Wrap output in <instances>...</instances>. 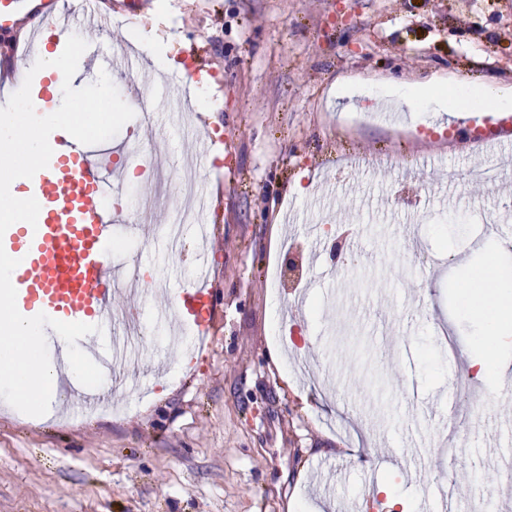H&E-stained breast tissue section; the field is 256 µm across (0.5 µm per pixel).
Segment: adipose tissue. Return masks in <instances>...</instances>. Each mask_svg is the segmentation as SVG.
<instances>
[{
	"label": "adipose tissue",
	"mask_w": 512,
	"mask_h": 512,
	"mask_svg": "<svg viewBox=\"0 0 512 512\" xmlns=\"http://www.w3.org/2000/svg\"><path fill=\"white\" fill-rule=\"evenodd\" d=\"M458 93L466 98L465 104L449 109L446 92L440 91L433 82L406 84L399 88L400 104L410 112H422L434 105L439 111H451L453 116L465 117L467 113L495 109H512V90L501 86L496 78L487 76L481 80L460 84ZM465 309L482 321L492 344L485 356L470 360L469 368L477 378L489 377L492 360L499 349L512 343V279L499 274L491 263L474 267L472 275L462 290Z\"/></svg>",
	"instance_id": "adipose-tissue-1"
}]
</instances>
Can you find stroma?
I'll list each match as a JSON object with an SVG mask.
<instances>
[{"label": "stroma", "mask_w": 512, "mask_h": 512, "mask_svg": "<svg viewBox=\"0 0 512 512\" xmlns=\"http://www.w3.org/2000/svg\"><path fill=\"white\" fill-rule=\"evenodd\" d=\"M155 28L175 69L146 64L154 131L131 138L163 167H194L223 187L210 217L211 335L180 359L169 342L140 343L135 383H109L112 409L54 399L30 417L0 400V512H474L487 497L512 512V483L492 449H512V391L485 387L468 359L486 350L460 310L463 257L494 237L512 264V185L470 170L512 151H469L430 112L341 111L338 82L385 99L396 85L445 86L479 75L512 89V0H166L128 22L79 25L101 60ZM100 60V62H101ZM100 62L80 59L73 88ZM212 69L208 104L189 68ZM223 140L217 159L181 135L197 118ZM455 169V188L442 171ZM426 185L414 223L389 193ZM114 266L161 332L171 292L190 284L191 252L162 238L165 216L123 208ZM343 252L333 257V240ZM285 320L292 333L276 336ZM454 339L442 350L438 330Z\"/></svg>", "instance_id": "obj_1"}]
</instances>
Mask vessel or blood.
<instances>
[{
  "mask_svg": "<svg viewBox=\"0 0 512 512\" xmlns=\"http://www.w3.org/2000/svg\"><path fill=\"white\" fill-rule=\"evenodd\" d=\"M80 20L77 11L54 12L31 27L23 44L0 45L7 64L0 67V84L22 85L25 73L17 65L19 54L38 57L43 50L57 49L68 30ZM49 165L30 180L31 195L39 205L37 226L27 229L25 240L5 233L0 244L18 252L20 264L13 272L20 313H45L65 322L99 325L112 320V263L107 248L119 213L104 208L102 197L120 176L112 166L109 146L80 147L65 136L52 137ZM214 291L206 280H197L174 292L165 317L192 323L199 335H207L215 319ZM84 352L111 374L115 365L112 344H99L97 335L79 341ZM67 395L79 396L85 406L107 400L102 390L68 381Z\"/></svg>",
  "mask_w": 512,
  "mask_h": 512,
  "instance_id": "obj_1",
  "label": "vessel or blood"
}]
</instances>
